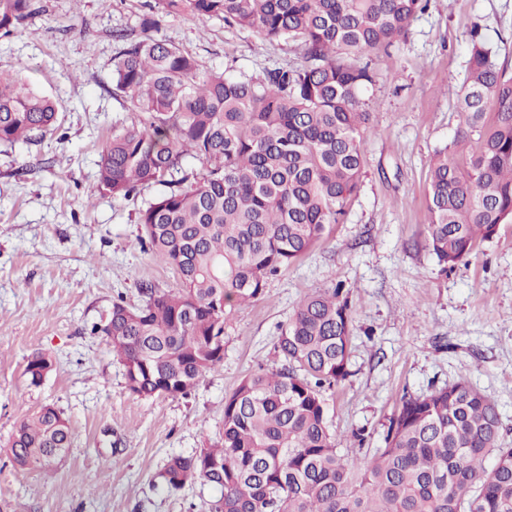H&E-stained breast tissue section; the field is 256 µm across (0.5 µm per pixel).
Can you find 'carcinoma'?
Segmentation results:
<instances>
[{
    "mask_svg": "<svg viewBox=\"0 0 512 512\" xmlns=\"http://www.w3.org/2000/svg\"><path fill=\"white\" fill-rule=\"evenodd\" d=\"M429 2L155 0L140 35H114L113 94L139 123L112 133L98 189L126 200L164 187L138 223L181 279L139 307L112 304L102 332L132 396L190 394L224 361L226 304L260 299L344 219L364 168L370 54L403 38ZM38 10L0 0V37ZM184 14L288 40L302 62L261 77L207 69L160 36L162 18ZM455 96L454 149L435 153L427 177L425 232L444 271L512 223V74L475 34ZM57 115L55 100L0 71V143L51 134ZM351 341L342 285L304 296L274 344L280 366L225 396L222 443L170 457L156 478L171 492L196 478L214 485L215 512H512L497 405L464 379L403 397L370 459L338 448L323 392L350 376ZM52 368L36 353L24 374L38 385ZM72 444L69 421L44 407L16 423L8 447L17 466L37 469Z\"/></svg>",
    "mask_w": 512,
    "mask_h": 512,
    "instance_id": "cac0c4a2",
    "label": "carcinoma"
}]
</instances>
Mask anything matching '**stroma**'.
I'll return each mask as SVG.
<instances>
[{
    "instance_id": "1",
    "label": "stroma",
    "mask_w": 512,
    "mask_h": 512,
    "mask_svg": "<svg viewBox=\"0 0 512 512\" xmlns=\"http://www.w3.org/2000/svg\"><path fill=\"white\" fill-rule=\"evenodd\" d=\"M41 9L0 38V70L54 97V133L0 144V505L9 512H213L221 492L197 479L177 492L156 475L173 455L220 441L224 398L259 367L298 301L343 284L352 317L351 374L324 399L340 448L383 444L405 395L466 379L490 395L500 438L512 446V223L441 271L426 242V175L460 122L451 87L466 78L467 34L479 27L512 70V0H431L404 39L373 54L371 131L364 175L343 223L267 284L232 306L224 361L185 398L140 400L101 329L121 300L181 286L178 273L142 245L129 200L96 191L102 147L136 123L112 94L113 31L137 29L144 0H39ZM163 35L210 69L261 75L293 67L299 48L213 19L165 18ZM43 352L53 369L39 384L23 374ZM50 406L75 432L55 465L23 470L5 444L16 422ZM363 431L365 443L353 434Z\"/></svg>"
}]
</instances>
